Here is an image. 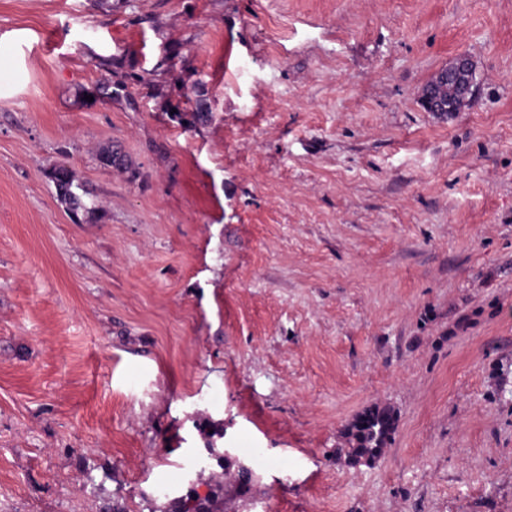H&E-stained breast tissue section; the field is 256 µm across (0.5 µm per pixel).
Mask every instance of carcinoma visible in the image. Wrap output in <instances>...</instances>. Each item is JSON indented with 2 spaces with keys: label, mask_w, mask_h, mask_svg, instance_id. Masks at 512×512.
<instances>
[{
  "label": "carcinoma",
  "mask_w": 512,
  "mask_h": 512,
  "mask_svg": "<svg viewBox=\"0 0 512 512\" xmlns=\"http://www.w3.org/2000/svg\"><path fill=\"white\" fill-rule=\"evenodd\" d=\"M125 81L114 82L105 79L97 83L90 95L98 100H115L126 91ZM177 117L187 128L203 124L209 117L204 104L196 102L195 109L179 112ZM96 161L103 168H115L127 175L131 181L140 176L139 168L124 159L122 151L109 144L96 151ZM48 176L54 183L60 202L73 214L80 212L92 214L98 206L90 192L77 179L74 171L64 163L49 169ZM397 416L389 407H374L357 415L347 426L344 433L346 447L340 449L348 463L356 466H371L384 454L387 444L395 432ZM241 482L229 488L224 483V473H211L208 481V492L201 497L191 492L178 499H170L163 512H225L226 500L229 498L245 499L248 497L254 480L240 474Z\"/></svg>",
  "instance_id": "carcinoma-1"
}]
</instances>
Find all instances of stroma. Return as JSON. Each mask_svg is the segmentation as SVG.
<instances>
[{
	"instance_id": "stroma-1",
	"label": "stroma",
	"mask_w": 512,
	"mask_h": 512,
	"mask_svg": "<svg viewBox=\"0 0 512 512\" xmlns=\"http://www.w3.org/2000/svg\"><path fill=\"white\" fill-rule=\"evenodd\" d=\"M208 429L262 512H512V0H0V512L206 492ZM477 86L473 60L467 54H459L433 74L423 87L420 100L425 111L444 113L470 103ZM96 161L100 167L115 168L127 174L130 181H135L140 176L139 168L134 163L127 162L122 151L112 143L96 151ZM54 183L60 202L74 215L78 212L93 214L99 207L85 186L77 179L74 171L64 163L54 165L48 171ZM397 416L390 407H374L357 415L344 433L347 448H339L351 466H371L384 454L395 432Z\"/></svg>"
}]
</instances>
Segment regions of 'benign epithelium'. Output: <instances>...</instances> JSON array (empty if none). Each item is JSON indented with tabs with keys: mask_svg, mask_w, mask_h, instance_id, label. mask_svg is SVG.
Masks as SVG:
<instances>
[{
	"mask_svg": "<svg viewBox=\"0 0 512 512\" xmlns=\"http://www.w3.org/2000/svg\"><path fill=\"white\" fill-rule=\"evenodd\" d=\"M477 86L473 60L466 54H459L433 74L423 87L420 100L425 111L444 113L470 103Z\"/></svg>",
	"mask_w": 512,
	"mask_h": 512,
	"instance_id": "1",
	"label": "benign epithelium"
}]
</instances>
